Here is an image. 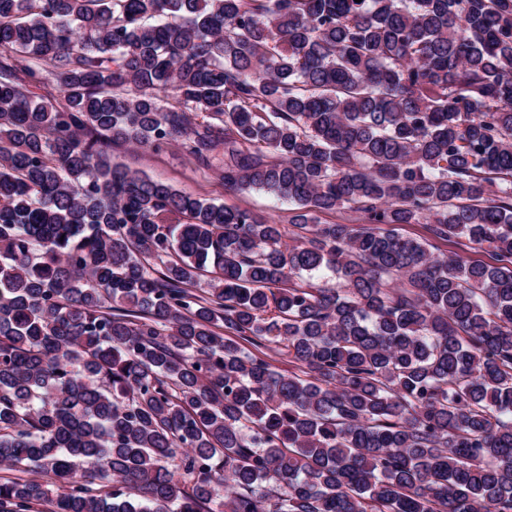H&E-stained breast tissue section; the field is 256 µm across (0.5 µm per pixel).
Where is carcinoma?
<instances>
[{"instance_id": "carcinoma-1", "label": "carcinoma", "mask_w": 512, "mask_h": 512, "mask_svg": "<svg viewBox=\"0 0 512 512\" xmlns=\"http://www.w3.org/2000/svg\"><path fill=\"white\" fill-rule=\"evenodd\" d=\"M173 142L293 243L112 162ZM0 467V512H512V0H0ZM439 248L447 254L459 253L468 256L473 261L485 264L494 263V257L490 251L486 249H472L465 239H453L449 242H442L439 244Z\"/></svg>"}]
</instances>
